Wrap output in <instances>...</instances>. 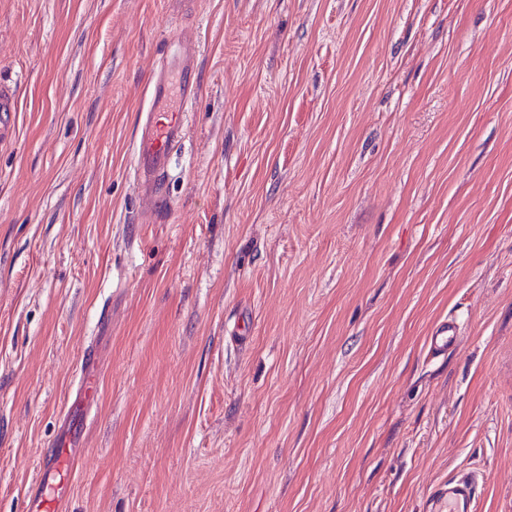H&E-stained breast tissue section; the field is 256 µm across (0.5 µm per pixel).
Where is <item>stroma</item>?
<instances>
[{
	"instance_id": "1",
	"label": "stroma",
	"mask_w": 512,
	"mask_h": 512,
	"mask_svg": "<svg viewBox=\"0 0 512 512\" xmlns=\"http://www.w3.org/2000/svg\"><path fill=\"white\" fill-rule=\"evenodd\" d=\"M0 84V512L92 343L62 512H432L458 472L512 512V0H0ZM181 51L171 59L170 70L181 80L180 107L177 112H160L159 105L168 101L169 67L166 63L151 81L152 106L147 114L144 128L136 144V171L141 181L143 198L151 210H161L166 205L164 196L155 188L169 164V147L187 135L184 124V105L195 98L194 87L186 83L185 74L196 60V47L192 41H181ZM459 340V327L452 320L439 323L428 337V353L437 357L448 354L449 349L457 346Z\"/></svg>"
}]
</instances>
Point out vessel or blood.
I'll list each match as a JSON object with an SVG mask.
<instances>
[{
	"label": "vessel or blood",
	"instance_id": "vessel-or-blood-1",
	"mask_svg": "<svg viewBox=\"0 0 512 512\" xmlns=\"http://www.w3.org/2000/svg\"><path fill=\"white\" fill-rule=\"evenodd\" d=\"M196 60L193 42L182 41L181 51L172 58L169 68L161 69L151 81L152 106L147 114L144 128L136 144V171L144 186L143 198L151 210L163 209L164 196L155 188L169 164V148L187 135L182 112H163L159 106L168 99L170 73L181 76L179 87L181 102L191 101L195 93L185 83L184 76ZM459 340V327L453 321L439 323L432 330L428 341V352L435 356L447 355ZM97 368L96 355L87 352L82 361V376L75 400L67 411L61 429L51 444L50 450L38 464L37 476L28 495V512H60V491L67 486L76 469V450L84 433L85 416L95 399L93 373ZM475 481L467 474L449 479L434 491V504L440 512H472L475 501Z\"/></svg>",
	"mask_w": 512,
	"mask_h": 512
}]
</instances>
